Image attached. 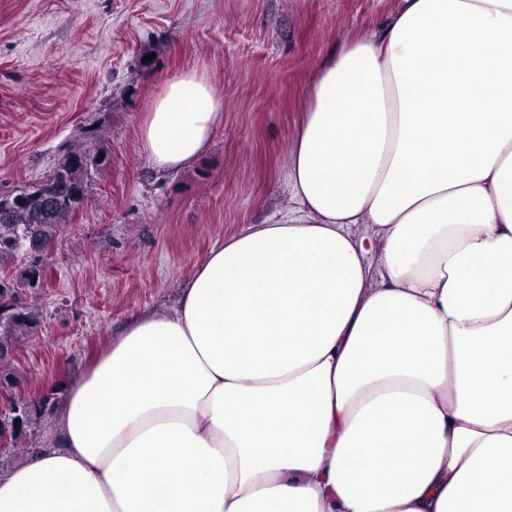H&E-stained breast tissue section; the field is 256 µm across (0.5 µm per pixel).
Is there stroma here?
Here are the masks:
<instances>
[{"instance_id":"stroma-1","label":"stroma","mask_w":512,"mask_h":512,"mask_svg":"<svg viewBox=\"0 0 512 512\" xmlns=\"http://www.w3.org/2000/svg\"><path fill=\"white\" fill-rule=\"evenodd\" d=\"M397 0H0V194L40 184L73 146L103 154L55 238L40 313L14 364L45 404L13 469L53 438L60 388L133 316L171 307L226 234L288 204L279 175L309 78L328 48L369 37ZM215 81L224 121L208 154L153 172L138 128L164 81Z\"/></svg>"}]
</instances>
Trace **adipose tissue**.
<instances>
[{
    "label": "adipose tissue",
    "instance_id": "ef3b65f1",
    "mask_svg": "<svg viewBox=\"0 0 512 512\" xmlns=\"http://www.w3.org/2000/svg\"><path fill=\"white\" fill-rule=\"evenodd\" d=\"M223 109L167 78L155 173ZM283 182L64 385L0 512H512V0H399L331 47Z\"/></svg>",
    "mask_w": 512,
    "mask_h": 512
}]
</instances>
